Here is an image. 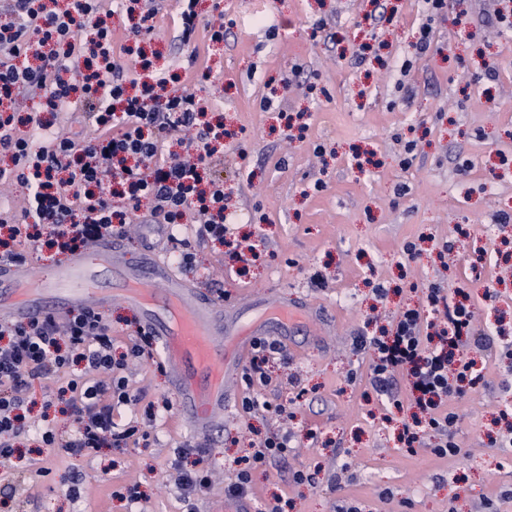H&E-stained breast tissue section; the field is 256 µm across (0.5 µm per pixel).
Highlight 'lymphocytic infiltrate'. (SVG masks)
Listing matches in <instances>:
<instances>
[{"instance_id":"obj_1","label":"lymphocytic infiltrate","mask_w":512,"mask_h":512,"mask_svg":"<svg viewBox=\"0 0 512 512\" xmlns=\"http://www.w3.org/2000/svg\"><path fill=\"white\" fill-rule=\"evenodd\" d=\"M101 12L100 0H66L52 9L45 0H0V98L28 89L32 112L69 108L91 122L90 131H54L38 146L32 135L16 134L12 115L0 110V150L12 162L0 167V184L27 191L21 215L0 217V261L23 264L40 248L30 231L34 224L51 227L49 244L59 253H84L103 237L124 235L130 212L147 199L151 223L170 229L196 216V241L180 242L181 264L192 270L197 242H223L227 231L224 181L201 177L202 169L222 163L217 146L224 126L209 120L204 96L180 88L178 74L152 70L143 59L139 67L149 80L129 76L126 56L114 52L112 28ZM174 135L182 147L178 153L166 148ZM467 299L460 288L427 289L418 305L401 311L379 335L354 339L355 350L369 357L372 389L394 408L407 401L419 411L397 437L407 454L426 449L444 459L461 453L453 432L457 415L446 404L482 379L469 356L475 311ZM152 344L144 333L114 355L112 329L104 314L91 309L1 323L0 465L11 464L17 440L31 430L21 409L35 382L49 377L73 419L70 453L93 456L147 440L149 432L138 421L120 426L112 413L133 401L128 364L143 359ZM284 354L278 340H253L242 373L243 412L284 415L282 405L260 393L272 382L270 362ZM400 375L409 385L404 401L393 392ZM289 443L285 434L252 443L229 494L247 495L251 469L285 457ZM192 452L189 445L176 449L170 466L186 503L209 486L205 468L185 467Z\"/></svg>"}]
</instances>
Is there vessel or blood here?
I'll use <instances>...</instances> for the list:
<instances>
[{"label": "vessel or blood", "mask_w": 512, "mask_h": 512, "mask_svg": "<svg viewBox=\"0 0 512 512\" xmlns=\"http://www.w3.org/2000/svg\"><path fill=\"white\" fill-rule=\"evenodd\" d=\"M112 258L123 259L126 276L122 288L110 292L101 285L100 263ZM111 299L141 313L172 372L183 422L197 440H204L218 415L232 406L228 380L245 351L237 340L249 332L245 326L233 331L225 326L223 300L192 288L154 249L125 256L112 236L45 276L23 264L0 263L2 321L25 323L49 312L96 309Z\"/></svg>", "instance_id": "obj_1"}]
</instances>
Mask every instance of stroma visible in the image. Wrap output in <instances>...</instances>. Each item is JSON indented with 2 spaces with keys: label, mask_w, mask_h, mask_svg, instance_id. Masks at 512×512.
Segmentation results:
<instances>
[{
  "label": "stroma",
  "mask_w": 512,
  "mask_h": 512,
  "mask_svg": "<svg viewBox=\"0 0 512 512\" xmlns=\"http://www.w3.org/2000/svg\"><path fill=\"white\" fill-rule=\"evenodd\" d=\"M218 9L223 43L202 30L186 46L176 0H164L151 46L159 68L186 75L187 89L201 90L234 131L218 169L236 216L229 234L250 237L258 257L240 276L222 249L205 244L187 279L208 295L224 287L225 313L248 322L283 303L303 304L305 313L282 336L287 357L263 390L287 404V418L237 406L218 418L203 455L212 484L196 512L227 504L259 512L277 496L286 512L347 504L360 512H512V498L501 497L512 489V454L494 442L496 418L512 415V363L502 354L512 345V262L501 260L512 254V223L497 220L512 215V29L496 24L492 0H448L432 21L422 0H199L201 18ZM426 22L432 45L419 55L413 45ZM488 63L496 82L485 78ZM205 70L209 80L196 87ZM272 93L280 109L263 111ZM298 112L307 129L287 139L286 118ZM148 214L141 205L125 251L150 246L177 263L169 229L148 223ZM448 240L454 250L442 251ZM410 242L420 253L409 261ZM378 285L389 290L385 300L373 293ZM434 285L469 293L475 333L491 342L472 344L483 379L449 404L465 452L457 461L397 448L404 416L385 414L367 382L368 361L353 347L355 336L385 326ZM44 413L57 445L23 439V460L0 469V512H183L169 480L174 451L189 440L178 409L158 412L148 446L92 458L67 452V412L31 411ZM284 431L292 435L287 458L253 471L252 494L229 495L234 461L250 439ZM301 469L314 484L294 482ZM74 470L85 477L76 498L66 480ZM132 485L138 502L117 497Z\"/></svg>",
  "instance_id": "1"
}]
</instances>
